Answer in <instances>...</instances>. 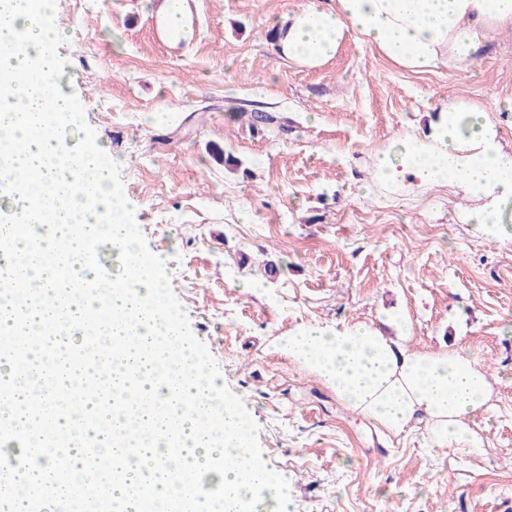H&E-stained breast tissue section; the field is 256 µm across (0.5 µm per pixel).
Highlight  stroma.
<instances>
[{"mask_svg": "<svg viewBox=\"0 0 512 512\" xmlns=\"http://www.w3.org/2000/svg\"><path fill=\"white\" fill-rule=\"evenodd\" d=\"M305 2L190 0L194 35L174 49L153 0H56L53 50L82 102L67 144L104 148L184 333L239 397L292 512H512V200L488 237L462 220L480 200L376 170L448 100L512 102V36L468 69L414 73L352 34L311 69L270 41ZM255 109L278 123L251 125ZM352 323L486 370L469 421L481 451L384 431L275 347Z\"/></svg>", "mask_w": 512, "mask_h": 512, "instance_id": "stroma-1", "label": "stroma"}]
</instances>
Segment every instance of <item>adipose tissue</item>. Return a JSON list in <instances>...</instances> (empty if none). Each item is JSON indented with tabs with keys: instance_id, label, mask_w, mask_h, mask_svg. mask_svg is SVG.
<instances>
[{
	"instance_id": "obj_1",
	"label": "adipose tissue",
	"mask_w": 512,
	"mask_h": 512,
	"mask_svg": "<svg viewBox=\"0 0 512 512\" xmlns=\"http://www.w3.org/2000/svg\"><path fill=\"white\" fill-rule=\"evenodd\" d=\"M52 0H0V285L25 276L37 295L19 303L0 295V336L19 323L54 325L65 336H85V320L112 338V352L71 372L58 361L45 373L34 360L17 369L0 350V386L12 402L0 408V426L28 458L22 473L32 496L15 500L10 512H65L84 474V450L67 451L71 484L40 495L55 450L51 435H68L71 417L52 416L51 430L28 422L37 380L53 388H83L86 377L102 388L87 398L101 410L112 390L128 388L142 399L133 414L143 419L137 437L123 422L96 435L98 453L111 457L128 484L114 488L119 512H181L185 495L197 497L198 512H288L277 477L250 446L249 422L235 398L206 382L199 356L188 341L168 350L164 338L176 320L155 258L141 264L139 237L125 204L112 186L102 153L68 151L63 130L75 118L51 44ZM162 39L187 41L186 0H162L155 11ZM512 32V0H311L273 25L276 53L316 68L335 57L344 39L362 35L382 56L416 73L445 66L464 69L486 48L488 33ZM408 170L427 185L446 183L465 195L487 199L470 216L488 236L499 233L497 204L512 199V153L504 151L496 126L482 108L453 99L440 110L427 141L406 144L397 158L381 157L379 172L393 180ZM112 243L121 272L100 277L95 268L99 240ZM279 346L289 361L316 376L359 415L398 434L426 421L440 448L479 449L482 441L468 419L491 396L486 371L454 351L421 352L383 336L364 323L333 328L302 327ZM217 481L213 494L206 480Z\"/></svg>"
}]
</instances>
